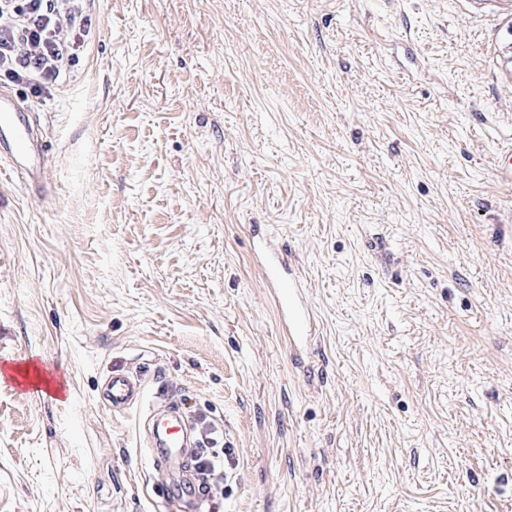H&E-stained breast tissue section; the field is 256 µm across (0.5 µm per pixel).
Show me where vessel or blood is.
Here are the masks:
<instances>
[{
  "label": "vessel or blood",
  "instance_id": "obj_1",
  "mask_svg": "<svg viewBox=\"0 0 512 512\" xmlns=\"http://www.w3.org/2000/svg\"><path fill=\"white\" fill-rule=\"evenodd\" d=\"M23 100L10 89H0V150L19 156L18 167L27 177V188L39 190L46 184L48 173L43 164L44 144L32 143L25 119ZM256 261L266 271L267 288L276 305L279 329L294 355L306 354L318 334V320L309 300L306 285L293 264L287 248L267 246L262 238H254ZM102 394L113 411L122 412L145 406L139 428L147 434L148 453L156 471L179 465L182 480L171 478L155 481L158 494L170 504L185 503L187 512H203L207 501L199 485L201 478L194 467L200 442L186 413L179 408L163 410L144 403L145 389L141 378L123 373L113 374L105 383Z\"/></svg>",
  "mask_w": 512,
  "mask_h": 512
}]
</instances>
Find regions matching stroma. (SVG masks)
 I'll list each match as a JSON object with an SVG mask.
<instances>
[{
  "instance_id": "1",
  "label": "stroma",
  "mask_w": 512,
  "mask_h": 512,
  "mask_svg": "<svg viewBox=\"0 0 512 512\" xmlns=\"http://www.w3.org/2000/svg\"><path fill=\"white\" fill-rule=\"evenodd\" d=\"M0 154V512H169L141 409L206 417L221 512H512V42L501 0H84ZM307 281L297 371L252 230ZM58 368L65 399L16 382ZM24 112H29L24 101L8 88L0 89V142L4 152L21 158L17 166L27 176V189L38 191L46 184L47 170L43 164L46 146L34 144ZM104 400L115 412L142 406L145 389L141 378L123 373H114L102 389Z\"/></svg>"
}]
</instances>
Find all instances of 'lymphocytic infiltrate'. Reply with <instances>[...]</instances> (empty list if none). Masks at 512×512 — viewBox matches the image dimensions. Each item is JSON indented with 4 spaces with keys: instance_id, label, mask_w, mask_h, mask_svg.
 I'll return each instance as SVG.
<instances>
[{
    "instance_id": "f902f5d3",
    "label": "lymphocytic infiltrate",
    "mask_w": 512,
    "mask_h": 512,
    "mask_svg": "<svg viewBox=\"0 0 512 512\" xmlns=\"http://www.w3.org/2000/svg\"><path fill=\"white\" fill-rule=\"evenodd\" d=\"M90 29L73 0H0V77L49 89L79 64Z\"/></svg>"
}]
</instances>
